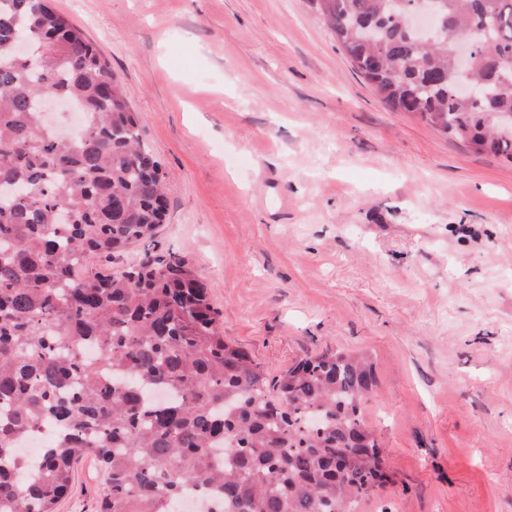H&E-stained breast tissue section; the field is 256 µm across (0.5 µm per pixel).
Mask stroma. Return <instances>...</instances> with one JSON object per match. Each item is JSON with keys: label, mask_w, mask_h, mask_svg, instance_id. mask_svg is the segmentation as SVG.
I'll return each mask as SVG.
<instances>
[{"label": "stroma", "mask_w": 512, "mask_h": 512, "mask_svg": "<svg viewBox=\"0 0 512 512\" xmlns=\"http://www.w3.org/2000/svg\"><path fill=\"white\" fill-rule=\"evenodd\" d=\"M122 77L166 222L275 381L364 351L389 475L357 512H512V162L394 111L314 0H51ZM82 460L57 512H97Z\"/></svg>", "instance_id": "1"}]
</instances>
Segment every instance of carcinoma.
Listing matches in <instances>:
<instances>
[{
    "instance_id": "obj_1",
    "label": "carcinoma",
    "mask_w": 512,
    "mask_h": 512,
    "mask_svg": "<svg viewBox=\"0 0 512 512\" xmlns=\"http://www.w3.org/2000/svg\"><path fill=\"white\" fill-rule=\"evenodd\" d=\"M316 2L392 108L512 162V0H436L429 45L406 24L414 0ZM46 92L88 123L43 128ZM164 190L121 78L84 31L49 0H0V512H56L89 455L104 473L98 512H176L190 493L221 505L204 512H356L385 478L362 415L365 356L302 359L273 400L183 256L86 267L154 238ZM46 420L56 433L29 478L18 443Z\"/></svg>"
}]
</instances>
